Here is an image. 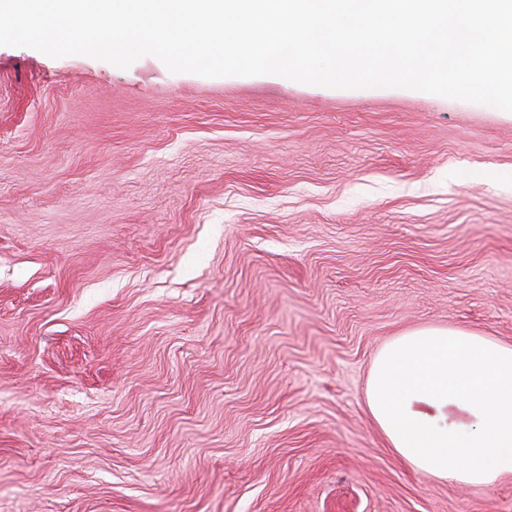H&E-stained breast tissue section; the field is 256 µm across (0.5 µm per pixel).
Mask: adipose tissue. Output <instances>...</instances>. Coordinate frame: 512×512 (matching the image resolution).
I'll use <instances>...</instances> for the list:
<instances>
[{
  "mask_svg": "<svg viewBox=\"0 0 512 512\" xmlns=\"http://www.w3.org/2000/svg\"><path fill=\"white\" fill-rule=\"evenodd\" d=\"M364 401L412 471L473 486L512 475V345L460 327L401 331L375 357Z\"/></svg>",
  "mask_w": 512,
  "mask_h": 512,
  "instance_id": "ef3b65f1",
  "label": "adipose tissue"
}]
</instances>
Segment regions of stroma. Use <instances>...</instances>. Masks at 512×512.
I'll list each match as a JSON object with an SVG mask.
<instances>
[{
  "instance_id": "1",
  "label": "stroma",
  "mask_w": 512,
  "mask_h": 512,
  "mask_svg": "<svg viewBox=\"0 0 512 512\" xmlns=\"http://www.w3.org/2000/svg\"><path fill=\"white\" fill-rule=\"evenodd\" d=\"M512 345V112L0 46V512H512L364 401Z\"/></svg>"
}]
</instances>
